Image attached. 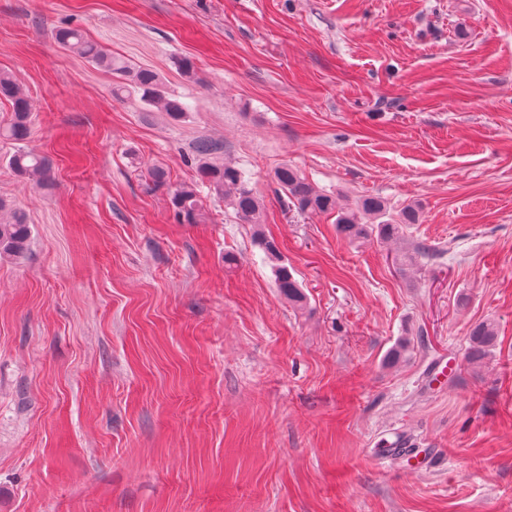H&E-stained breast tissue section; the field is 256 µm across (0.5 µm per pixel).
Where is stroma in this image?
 Instances as JSON below:
<instances>
[{"mask_svg":"<svg viewBox=\"0 0 512 512\" xmlns=\"http://www.w3.org/2000/svg\"><path fill=\"white\" fill-rule=\"evenodd\" d=\"M60 27L155 70L185 119L113 98ZM0 72L52 166L17 176L0 137L31 227L0 260V512H512V0H0ZM201 138L263 198L305 312L231 207L181 224L146 190L155 165L192 181ZM286 162L422 222L349 243L282 207ZM418 242L441 259L399 271ZM496 343V327L492 322L474 324L468 333L467 361L471 364L483 363Z\"/></svg>","mask_w":512,"mask_h":512,"instance_id":"obj_1","label":"stroma"}]
</instances>
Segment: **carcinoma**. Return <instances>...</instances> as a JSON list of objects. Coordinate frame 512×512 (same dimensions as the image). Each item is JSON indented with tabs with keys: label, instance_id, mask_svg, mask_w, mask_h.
<instances>
[{
	"label": "carcinoma",
	"instance_id": "cac0c4a2",
	"mask_svg": "<svg viewBox=\"0 0 512 512\" xmlns=\"http://www.w3.org/2000/svg\"><path fill=\"white\" fill-rule=\"evenodd\" d=\"M54 36L60 45L112 71L118 78L112 87V97L123 100L133 96L142 105L165 112L173 122L182 120L189 111L188 105L167 90L154 70L133 67L109 55L98 45L86 41L78 29L59 28L55 30ZM0 100L9 102L12 111L11 122L0 128V137L16 142L27 140L32 130L30 102L12 77L4 72H0ZM222 149V144L211 139L202 138L196 142L193 150L196 180L177 184L169 192L175 217L181 224L200 223L202 187L207 188L210 196L229 200L236 219L250 226L253 245L264 253L279 294L294 309H304L307 297L301 284L288 268L276 241L265 232L264 200L249 186L242 168L230 161H214V155ZM10 165L23 177L46 179L51 172L50 163L45 157L22 147L13 154ZM273 181L278 198L285 208L293 207L301 213H336V231L350 242L374 239L388 243L401 239L408 226L420 223L416 205H404L391 215L387 202L376 195H364L358 198L354 206L338 211L333 195L316 190L297 168L287 163L274 171ZM29 237L30 227L23 212L15 211L9 220H0V257H21L27 250ZM439 256V250L419 242L414 246L413 254L405 255L403 261L413 265L418 257L434 260ZM496 343V327L492 322L474 324L468 333L467 361L471 364L484 362Z\"/></svg>",
	"mask_w": 512,
	"mask_h": 512
}]
</instances>
